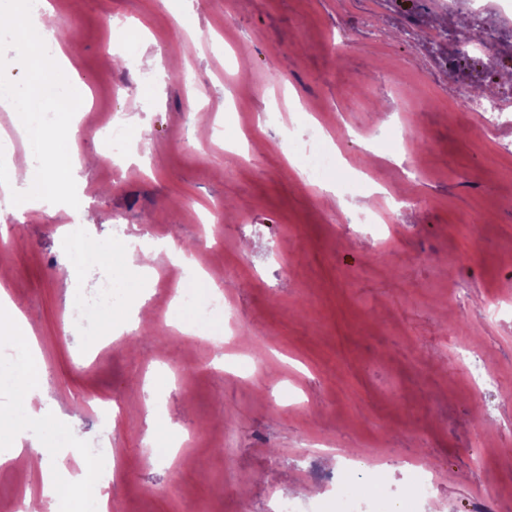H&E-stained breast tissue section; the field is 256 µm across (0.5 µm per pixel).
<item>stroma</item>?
I'll list each match as a JSON object with an SVG mask.
<instances>
[{
  "label": "stroma",
  "instance_id": "obj_1",
  "mask_svg": "<svg viewBox=\"0 0 512 512\" xmlns=\"http://www.w3.org/2000/svg\"><path fill=\"white\" fill-rule=\"evenodd\" d=\"M422 2L50 0L91 90L75 132L87 163L69 188L88 208L74 225L66 206L21 222L0 204V274L38 331L49 385L34 418L18 388L0 392L21 420L0 433V453L22 451L20 469L0 468V505L39 495L42 470L72 473L71 458L41 450L77 430L82 448L111 444L95 466L110 477L113 512H238L243 497L251 512H277V473L313 512L335 488L311 485L308 457L336 471L340 447L360 449L365 477L399 490L410 463H428L437 497L406 512H473L492 496L512 512V318L481 315L486 293L512 283V154L500 149L512 125L492 130L463 109L472 86L512 70V33L492 60L447 74L434 58L458 43L426 41L436 14L405 24ZM113 115L150 129L130 160H111L96 131ZM320 121L340 164L311 185L285 143L312 138ZM392 129L400 145L378 152ZM355 163L410 201L388 247L354 221L364 202L344 183ZM467 218L477 237L455 232ZM67 224L96 244L90 277L66 270ZM117 224L172 239L215 272L258 352L255 374L227 376L217 346L186 334L184 309L155 304L159 275L189 276L163 251L124 307L100 310L90 329L67 326L69 302L116 279L102 257L121 245ZM462 345L510 397L469 398ZM111 397L128 412L99 424L95 403ZM171 431L188 439L172 460L153 443ZM170 484L180 495L160 496Z\"/></svg>",
  "mask_w": 512,
  "mask_h": 512
}]
</instances>
